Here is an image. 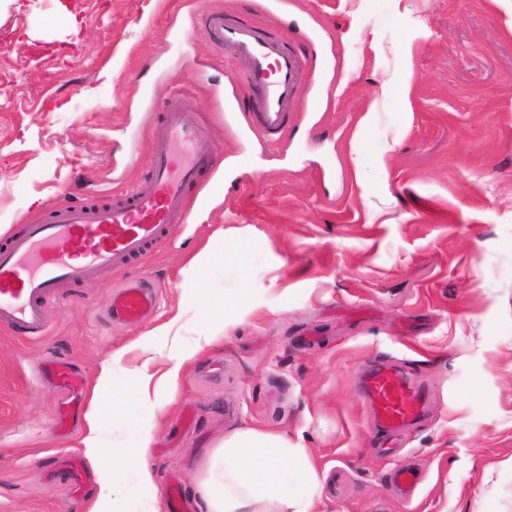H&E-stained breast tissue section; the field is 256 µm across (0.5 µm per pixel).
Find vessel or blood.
Returning a JSON list of instances; mask_svg holds the SVG:
<instances>
[{
    "label": "vessel or blood",
    "instance_id": "vessel-or-blood-1",
    "mask_svg": "<svg viewBox=\"0 0 512 512\" xmlns=\"http://www.w3.org/2000/svg\"><path fill=\"white\" fill-rule=\"evenodd\" d=\"M195 18L225 58L244 68L251 92L250 128L267 142H278L304 79L301 56L272 29L220 11L201 9ZM217 156L204 124L185 122L181 98H170L149 143L148 170L132 192L94 204H60L0 244V328L26 338L42 337L47 308L61 288L146 257L176 225L186 223L192 197L214 171ZM158 301L153 282L131 279L113 289L107 313L113 322L139 324L155 313ZM45 370L68 398L58 408L56 422L61 432H69L85 393V378L63 360L46 363ZM363 390L380 432L400 431L423 414L422 389L397 365L381 363L365 370ZM57 465L67 476L69 490L80 492L83 470L78 458L62 457Z\"/></svg>",
    "mask_w": 512,
    "mask_h": 512
}]
</instances>
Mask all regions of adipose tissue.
<instances>
[{
    "instance_id": "1",
    "label": "adipose tissue",
    "mask_w": 512,
    "mask_h": 512,
    "mask_svg": "<svg viewBox=\"0 0 512 512\" xmlns=\"http://www.w3.org/2000/svg\"><path fill=\"white\" fill-rule=\"evenodd\" d=\"M223 303L213 304L206 312L194 349L172 346L169 367L160 379L166 391H173L186 363L198 350L223 343L213 333L212 322L223 319ZM122 353H114L101 367L93 389L90 409L85 416V448L99 454L98 425L107 403H134L152 380L147 369L128 375L125 384H112V373ZM319 476L304 449L291 443L286 433L255 427L235 430L225 436L199 472L196 500L199 512H316Z\"/></svg>"
}]
</instances>
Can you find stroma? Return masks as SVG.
<instances>
[{
    "label": "stroma",
    "mask_w": 512,
    "mask_h": 512,
    "mask_svg": "<svg viewBox=\"0 0 512 512\" xmlns=\"http://www.w3.org/2000/svg\"><path fill=\"white\" fill-rule=\"evenodd\" d=\"M282 34L306 75L288 130L248 125L245 78L193 24L186 0H12L0 11V225L57 204L132 191L149 164L152 115L175 83L187 122L221 148L220 196L143 261L62 288L48 334L0 331V512H151L177 478L195 492L224 435L287 433L320 473L324 512H512V0H196ZM76 17L77 36L67 20ZM408 83V101L381 82ZM370 127H362L364 116ZM37 205H30V198ZM211 247L196 285L188 268ZM161 286L138 325L106 314L113 287ZM245 303H235L240 289ZM226 300L224 344L184 367L166 410L105 414L101 445L152 437L151 485L86 461L83 427L55 429L59 390L41 372L68 359L89 383L164 372L174 323L193 348ZM403 367L426 394L399 450L379 454L362 371ZM83 458L85 498L45 471ZM421 482L396 496L391 470Z\"/></svg>",
    "instance_id": "stroma-1"
}]
</instances>
